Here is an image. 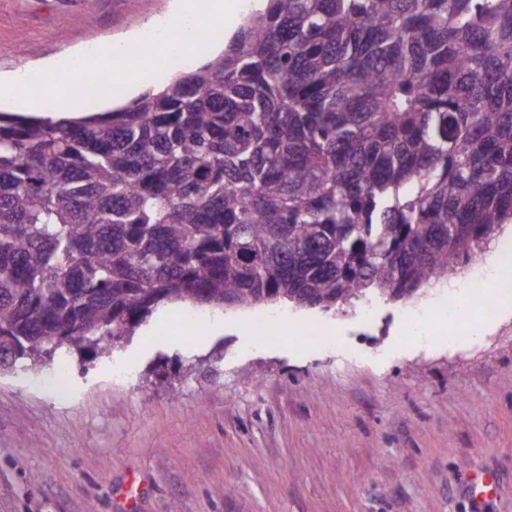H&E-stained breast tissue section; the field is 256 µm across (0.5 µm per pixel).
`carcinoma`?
<instances>
[{
	"label": "carcinoma",
	"instance_id": "obj_1",
	"mask_svg": "<svg viewBox=\"0 0 512 512\" xmlns=\"http://www.w3.org/2000/svg\"><path fill=\"white\" fill-rule=\"evenodd\" d=\"M105 113H0V368L161 305L336 310L512 224V0H267Z\"/></svg>",
	"mask_w": 512,
	"mask_h": 512
}]
</instances>
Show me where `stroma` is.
I'll list each match as a JSON object with an SVG mask.
<instances>
[{
	"label": "stroma",
	"instance_id": "stroma-1",
	"mask_svg": "<svg viewBox=\"0 0 512 512\" xmlns=\"http://www.w3.org/2000/svg\"><path fill=\"white\" fill-rule=\"evenodd\" d=\"M169 3L0 0V73L163 27ZM470 273L373 299L370 325L288 303L273 340L242 335L247 310L165 304L109 354L17 363L0 372V512H512V295L458 346L403 320L467 299ZM480 473L495 487L477 501Z\"/></svg>",
	"mask_w": 512,
	"mask_h": 512
}]
</instances>
